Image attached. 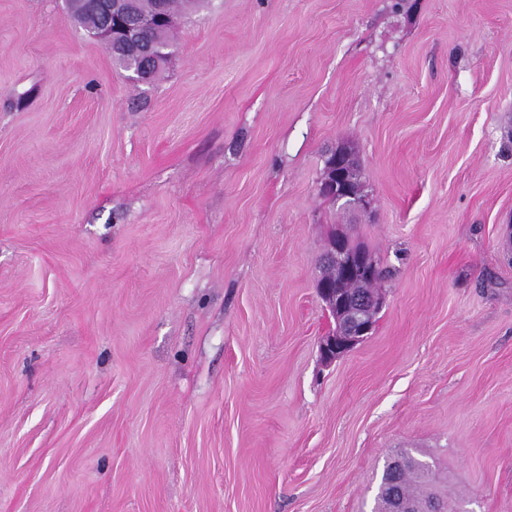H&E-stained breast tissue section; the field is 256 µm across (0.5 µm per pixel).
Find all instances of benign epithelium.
<instances>
[{"label":"benign epithelium","mask_w":512,"mask_h":512,"mask_svg":"<svg viewBox=\"0 0 512 512\" xmlns=\"http://www.w3.org/2000/svg\"><path fill=\"white\" fill-rule=\"evenodd\" d=\"M96 39L113 55L132 47L138 48L135 32L126 31L125 41L116 42L110 28L98 32ZM348 149L338 146L325 159L330 170L329 178L320 183V194L347 207L366 210L370 199L364 191H354L349 172L346 170L345 159ZM326 263L336 269L338 280L370 279L376 271L373 257L362 251L353 249L349 239L342 234H334L330 239L329 248L325 255ZM317 292L325 303L334 327L320 339V353L324 360L333 361L366 339L375 326V318L383 305L382 297L368 299L352 297L326 280H318Z\"/></svg>","instance_id":"7a95c632"}]
</instances>
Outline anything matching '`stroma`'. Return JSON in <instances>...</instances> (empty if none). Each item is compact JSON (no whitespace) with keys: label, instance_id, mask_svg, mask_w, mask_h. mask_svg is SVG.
<instances>
[{"label":"stroma","instance_id":"1","mask_svg":"<svg viewBox=\"0 0 512 512\" xmlns=\"http://www.w3.org/2000/svg\"><path fill=\"white\" fill-rule=\"evenodd\" d=\"M154 83L0 0V512H512V0H201ZM359 161L371 205L321 198ZM387 272L324 363L332 233ZM347 156L348 149L345 146H338L327 155L325 164L330 170V175L320 183V194L335 202L342 201L344 206L367 210L370 199L363 190L354 191L349 172L345 168ZM439 469L415 457L409 450L394 451L385 463L373 512H440L437 502L420 510L415 505L437 500L444 512H463L462 505L448 492L447 481ZM395 499L392 509V496ZM413 503L409 504L405 500ZM392 509V511H391Z\"/></svg>","mask_w":512,"mask_h":512}]
</instances>
